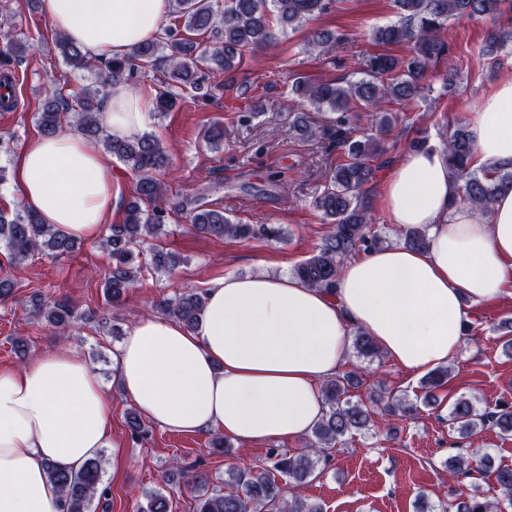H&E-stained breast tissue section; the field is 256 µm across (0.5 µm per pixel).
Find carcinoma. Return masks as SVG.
<instances>
[{
    "mask_svg": "<svg viewBox=\"0 0 512 512\" xmlns=\"http://www.w3.org/2000/svg\"><path fill=\"white\" fill-rule=\"evenodd\" d=\"M335 0H173L174 19L155 40L143 42L125 58L98 60L81 47L58 34L54 47L64 62L77 70L95 73L93 85L71 99L60 87L47 90L38 116L45 136L56 133L66 120L86 138L122 161L135 176L132 199L127 203L120 224L107 228L105 245L111 263L104 277L106 302L114 304L146 271L170 274L180 258L161 242L162 226L168 213L160 206L165 194L162 172L169 159L159 141L151 134L114 138L100 118L107 87L131 80L138 69L162 62L163 78L156 84L154 105L157 113L173 111L184 92L198 93L204 88L205 75L231 71L248 50L264 48L277 40V34L296 31L314 18L331 11ZM400 14L398 22L377 28L373 40L379 46L404 45L408 53L400 56L388 51L372 56L365 77L357 81L311 83L301 80L292 92L319 112L336 113V147L343 160L334 167L327 186L313 200L330 225L315 254L297 264L293 276L303 283L326 291L336 287V277L344 261L380 243L379 234L369 224L371 208L369 184L376 173L393 164L383 158L379 141L356 139L347 134L351 114L372 112L385 128L396 116L387 106H408L424 98L429 71L451 48L442 36L451 20L464 17L497 18L512 12V0H394ZM210 38L208 42L195 39ZM512 41V33L499 31L484 40L482 54L493 55ZM32 48L12 28L0 25V65L20 61ZM448 166L460 182L461 201L480 211L489 210L503 190H512V169L472 167L473 145L468 131L458 126L444 144ZM190 226L199 233L218 238L266 239L277 241L284 231L277 224H238L224 211L202 205L186 214ZM0 244L7 252L10 266L18 267L36 254L60 259L71 254L76 242L42 223L30 209L7 216L0 212ZM205 294L182 293L159 303V309L188 327L194 326L203 309ZM29 313L37 320L65 329L83 319L77 306L66 297L48 301L34 297ZM354 346L363 357L378 355L371 336L354 329ZM360 372L349 371L326 382L323 396L327 407L322 420L312 430L306 448L293 455L270 451L269 463L231 473L236 490L225 492L212 485L206 475L197 473L187 481L195 491L196 512H322L318 504L299 496L284 497L285 485L299 486L310 478L330 449L348 435L369 429L372 411L350 399L349 387L359 382ZM132 439L140 442L149 434L141 417L128 420ZM492 426L504 437L512 436V406L497 405L479 409L473 401L457 399L448 415V426L461 436ZM478 473L491 478L498 497L488 500L472 493L451 503L446 512H504L512 508V468L497 466L488 453L478 456ZM472 461L461 454L448 457V474L456 478L471 472ZM103 457L86 461L77 470L50 467V479L58 486L64 512H94L108 495L102 485ZM138 512H170L169 499L161 491L145 496Z\"/></svg>",
    "mask_w": 512,
    "mask_h": 512,
    "instance_id": "obj_1",
    "label": "carcinoma"
}]
</instances>
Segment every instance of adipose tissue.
Listing matches in <instances>:
<instances>
[{
    "instance_id": "adipose-tissue-1",
    "label": "adipose tissue",
    "mask_w": 512,
    "mask_h": 512,
    "mask_svg": "<svg viewBox=\"0 0 512 512\" xmlns=\"http://www.w3.org/2000/svg\"><path fill=\"white\" fill-rule=\"evenodd\" d=\"M39 11L108 60L160 36L171 0H40ZM148 110L117 83L101 120L127 138ZM470 133L477 165L512 167L511 77L487 93ZM12 169L25 206L72 239L95 238L119 208L111 160L74 129L35 137ZM376 204L396 229L424 230L427 248L394 242L348 259L330 293L284 273L214 279L194 327L164 316L131 327L117 354L122 394L161 427L252 445L304 437L322 419L320 386L349 368L353 329L409 373L446 366L463 344L468 305L512 291V190L478 216L460 203L442 150L429 148L392 165ZM111 433L112 397L78 353L0 368V512H61L49 467L79 469Z\"/></svg>"
}]
</instances>
